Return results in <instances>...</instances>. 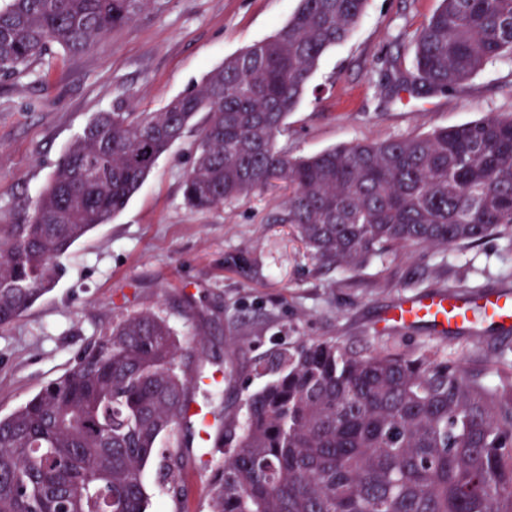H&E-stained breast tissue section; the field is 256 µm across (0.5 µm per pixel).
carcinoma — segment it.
Listing matches in <instances>:
<instances>
[{
	"instance_id": "carcinoma-1",
	"label": "carcinoma",
	"mask_w": 512,
	"mask_h": 512,
	"mask_svg": "<svg viewBox=\"0 0 512 512\" xmlns=\"http://www.w3.org/2000/svg\"><path fill=\"white\" fill-rule=\"evenodd\" d=\"M366 0H299L272 36L224 60L159 112L95 115L29 219L0 224V330L52 288L61 259L112 220L200 112L184 185L196 211L280 181L285 221L312 257L355 270L404 249L512 243V113L292 156L277 147L326 50ZM164 0H9L0 76L53 47L79 54ZM417 84L448 93L512 60V0H440L413 35ZM168 322L130 314L30 400L0 416V512H146L143 469L187 416L199 375ZM224 418L209 512H512V373L496 383L438 350H354L302 339Z\"/></svg>"
}]
</instances>
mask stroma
Here are the masks:
<instances>
[{
    "instance_id": "obj_1",
    "label": "stroma",
    "mask_w": 512,
    "mask_h": 512,
    "mask_svg": "<svg viewBox=\"0 0 512 512\" xmlns=\"http://www.w3.org/2000/svg\"><path fill=\"white\" fill-rule=\"evenodd\" d=\"M299 0H165L100 44L72 55L54 50L28 72L0 77V224L30 214L60 157L99 112L122 102L157 112L198 88L205 75L267 39ZM439 0H367L350 37L320 58L278 148L309 156L357 142L407 137L487 115L512 113V62L495 61L447 94L396 87L414 77L412 35ZM201 118L156 162L112 221L73 245L48 292L0 332V415L62 375L78 352L137 312L167 320L189 371L214 377L194 399L209 415H245L248 395L272 375L274 350L301 338L361 349L443 351L496 381L512 359V331L478 308L466 329L429 322L387 323L398 301L433 293L430 270L445 265L468 297L512 290V245L498 236L478 246L402 251L354 271L312 259L285 223L287 195L275 186L205 211L189 210L183 183L194 161ZM181 493L158 456L145 466L149 512H209V487L221 453L201 458L197 430L181 432Z\"/></svg>"
}]
</instances>
